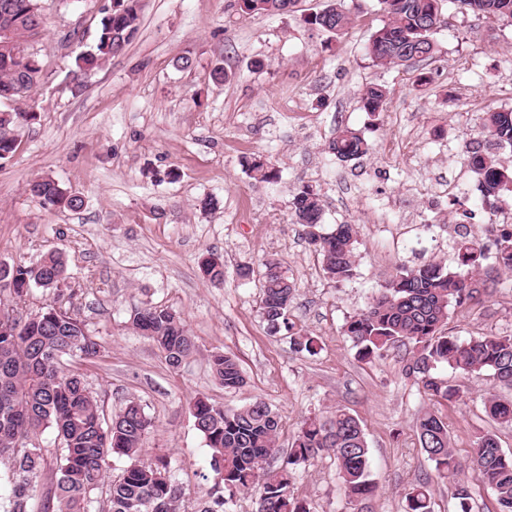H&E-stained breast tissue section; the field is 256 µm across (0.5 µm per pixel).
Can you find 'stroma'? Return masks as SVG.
I'll return each mask as SVG.
<instances>
[{
  "label": "stroma",
  "instance_id": "1",
  "mask_svg": "<svg viewBox=\"0 0 512 512\" xmlns=\"http://www.w3.org/2000/svg\"><path fill=\"white\" fill-rule=\"evenodd\" d=\"M233 2L141 0L132 43L75 91L69 71L93 49L110 0H39L45 26L30 50L44 78L33 95L36 120L18 127V148L0 163V263L64 256L75 289L69 305L101 346L99 357L74 365L105 418L132 399L154 420L144 456L167 457L187 512L210 489L202 479L210 451L192 415L199 397L269 403L285 449L305 417L345 408L370 448L377 493L368 512H405L409 490L428 479L435 512H456L452 483L433 480L416 420L427 410L442 417L459 458L487 432L510 453L512 426L489 418L484 399L495 392L510 400L512 390L484 372L452 371L462 398L430 404L406 378L403 350L360 359L343 326L398 267L451 262L448 231L464 211H474L470 228L482 232L488 216L463 147L477 138L484 112L512 107V24L460 13L445 0L448 23L434 35V57L381 66L366 51L383 18L378 0H344L355 21L333 40L305 21L332 0L252 17ZM183 56L190 68L178 67ZM218 65L220 84L210 78ZM369 84L387 91L376 115L360 102ZM344 127L362 133L366 155L342 162L329 154ZM257 157L278 170L277 183L254 178ZM45 176L80 194L83 207L40 206L28 185ZM305 185L321 197L325 230L358 227L349 282L327 278L321 255L291 221L288 205ZM211 253L224 261L218 286L200 270ZM268 258L296 286L289 332L271 333L260 314L257 274ZM244 266L250 277H240ZM144 306L183 317L197 350L180 368L133 329L130 315ZM448 329L463 340L512 334V276L456 309ZM304 334L315 353L294 346ZM218 351L237 358L243 389L225 391L214 379L209 359ZM293 491L316 512H350L330 458L297 473Z\"/></svg>",
  "mask_w": 512,
  "mask_h": 512
}]
</instances>
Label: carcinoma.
Returning <instances> with one entry per match:
<instances>
[{
  "label": "carcinoma",
  "mask_w": 512,
  "mask_h": 512,
  "mask_svg": "<svg viewBox=\"0 0 512 512\" xmlns=\"http://www.w3.org/2000/svg\"><path fill=\"white\" fill-rule=\"evenodd\" d=\"M240 14L286 15L297 0H243ZM444 0H379L384 19L372 33L367 54L378 65H403L433 57V35L444 23ZM476 16L512 21V0H457ZM14 14L10 35L0 37V99H31L42 78L43 67L29 51V43L44 29L38 0H0L3 10ZM138 11L120 9L111 3L93 51L76 58L75 73L86 74L122 53L137 32ZM305 22L335 37L343 34L353 19L342 5L333 4L309 15ZM386 91L369 86L361 94L365 111L383 110ZM36 119L27 110L0 113V160L16 151L17 125ZM512 149V109L485 113L480 139L465 145L469 163L480 176V204L491 219L486 232L493 236L488 248L481 236L458 234L453 242L454 266L424 262L398 268L367 306L344 325L363 359L380 355L393 346L408 348L403 366L406 377L438 404L461 398L442 369L460 373L485 371L495 384L512 388V335L489 334L461 341L446 332L448 313L477 295L500 285L501 275L512 272V224L493 219L505 192H512V170L504 165L500 150ZM367 150L361 133L340 129L328 144V152L341 161L359 157ZM254 177L274 183L278 171L264 161L250 164ZM29 193L45 208L77 210L83 199L50 177L30 183ZM291 217L306 229L308 243L322 256L327 277L337 284L356 275L358 231L354 224L323 229V206L308 186L289 202ZM201 271L210 282L224 281V264L206 260ZM14 287L0 288V307L17 313L14 325L0 327V512H98L106 502L107 512H181L182 488L167 458L142 459L152 419L133 400L115 420H106L95 393L84 375L64 364L65 357L90 360L100 353V344L89 334L78 315L62 302L75 294L67 282L61 254L49 252L35 263L10 266ZM261 315L268 328L291 330L289 312L295 284L281 263H262ZM52 294L32 318L19 313L33 289ZM132 327L152 339L166 363L178 368L196 350L181 316L171 309L146 306L130 316ZM210 368L226 390L246 384L236 359L224 352L211 355ZM485 412L499 423H512V401L492 394ZM197 429L210 449L213 483L197 512H226L224 491L259 490L257 512H313L310 502L295 497L297 471L322 455L334 459L338 476L355 512L375 493L371 480L369 447L358 419L346 409L322 411L307 417L288 450L279 448L280 422L270 405L255 400L246 406L229 407L204 398L193 404ZM47 429L56 432L57 448L48 450L40 441ZM420 447L434 462L436 478L453 480L469 469L490 489L498 503L512 512V455L500 448L496 437H478L467 461L459 460L451 447L448 425L426 412L416 423ZM128 464L116 476L108 472L111 457ZM52 483L44 489L43 479ZM457 512H471L469 487L455 485ZM406 512H432L430 482H423L406 495Z\"/></svg>",
  "instance_id": "cac0c4a2"
}]
</instances>
